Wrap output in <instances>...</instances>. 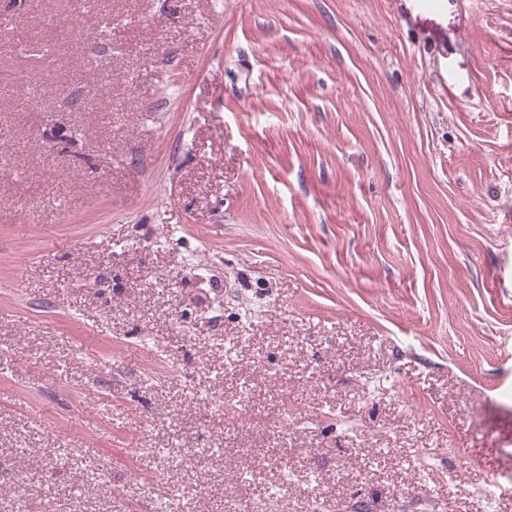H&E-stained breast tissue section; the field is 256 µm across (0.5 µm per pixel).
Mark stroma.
<instances>
[{
	"label": "stroma",
	"instance_id": "stroma-1",
	"mask_svg": "<svg viewBox=\"0 0 512 512\" xmlns=\"http://www.w3.org/2000/svg\"><path fill=\"white\" fill-rule=\"evenodd\" d=\"M5 17L0 512H512V0Z\"/></svg>",
	"mask_w": 512,
	"mask_h": 512
}]
</instances>
